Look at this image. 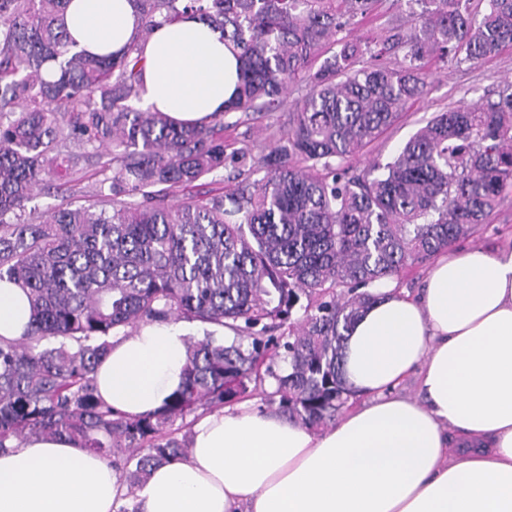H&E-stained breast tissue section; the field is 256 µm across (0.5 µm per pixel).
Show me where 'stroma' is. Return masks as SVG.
Segmentation results:
<instances>
[{"instance_id": "1", "label": "stroma", "mask_w": 512, "mask_h": 512, "mask_svg": "<svg viewBox=\"0 0 512 512\" xmlns=\"http://www.w3.org/2000/svg\"><path fill=\"white\" fill-rule=\"evenodd\" d=\"M410 6L407 0H383L379 14L371 22L352 27L351 39L378 44L389 23L408 20ZM512 81V48L498 57L476 64H438L428 77L426 93L412 107L403 112L398 120L363 155L354 159L358 168L369 164L391 162L397 149L434 113L458 106H479L492 98L501 84ZM301 89H294L286 98V108L276 112L244 115L232 113L226 116L224 140L231 147H249L252 153H260L271 141L288 129V105L301 97ZM63 155L70 158V175L66 184L49 180L38 189L34 199L27 203L26 212L38 221H45L53 210L61 205L100 208L97 191L105 174L103 162L111 151L105 147H92L77 141L62 146ZM460 249L498 248L512 249V194L508 195L469 239L460 242Z\"/></svg>"}]
</instances>
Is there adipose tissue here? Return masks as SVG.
Here are the masks:
<instances>
[{
    "label": "adipose tissue",
    "instance_id": "1",
    "mask_svg": "<svg viewBox=\"0 0 512 512\" xmlns=\"http://www.w3.org/2000/svg\"><path fill=\"white\" fill-rule=\"evenodd\" d=\"M70 34L92 53L131 45L134 0H71ZM141 100L202 125L237 84V57L195 15L156 28L143 47ZM22 290L0 282V337L29 321ZM186 331L146 323L116 339L95 375L113 410L160 409L179 388ZM345 378L361 405L315 433L247 406L194 424L191 452L135 491L65 437L0 452V512H512V250L447 251L417 298L385 286L350 330ZM422 400L396 394L410 374Z\"/></svg>",
    "mask_w": 512,
    "mask_h": 512
}]
</instances>
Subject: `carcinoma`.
Returning <instances> with one entry per match:
<instances>
[{
  "label": "carcinoma",
  "instance_id": "obj_1",
  "mask_svg": "<svg viewBox=\"0 0 512 512\" xmlns=\"http://www.w3.org/2000/svg\"><path fill=\"white\" fill-rule=\"evenodd\" d=\"M68 2L0 0V282L21 288L30 310L22 337H0V452L65 435L133 490L189 454L176 421L267 377L283 415L336 423L350 398L345 341L378 298L370 289L473 234L512 190V85L478 108L435 114L391 162H349L425 94L432 65L511 47L512 0H483L479 14L473 0H408L414 26L390 25L378 50L342 33L380 0H134L140 42L120 55L74 49ZM188 12L239 50L236 93L201 126L132 106L141 44ZM294 86L305 93L286 136L258 157L226 152L224 115L278 109ZM70 139L112 145L105 207L21 219ZM246 165L263 176L165 203ZM173 317L234 338L188 342L182 386L159 411L112 410L94 382L112 339ZM285 323L288 335H271Z\"/></svg>",
  "mask_w": 512,
  "mask_h": 512
}]
</instances>
